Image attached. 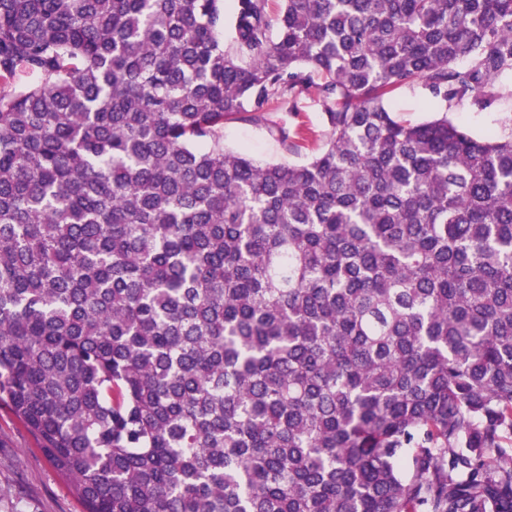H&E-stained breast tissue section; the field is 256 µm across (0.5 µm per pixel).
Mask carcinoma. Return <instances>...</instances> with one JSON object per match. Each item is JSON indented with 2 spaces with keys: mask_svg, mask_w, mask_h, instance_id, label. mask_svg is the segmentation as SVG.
I'll return each mask as SVG.
<instances>
[{
  "mask_svg": "<svg viewBox=\"0 0 512 512\" xmlns=\"http://www.w3.org/2000/svg\"><path fill=\"white\" fill-rule=\"evenodd\" d=\"M509 77L512 0H0V403L85 512H512V134L386 104ZM387 104L395 115L412 123L430 120L446 109V104L434 98L421 83L394 90ZM321 113V107L313 94L301 95L294 105L288 101H279L270 106L264 123L253 124L240 120L224 123V147L243 150L260 163L301 161L316 153L327 140L328 129ZM280 127L288 129V142H283L279 137ZM298 130H303L307 139L297 154L290 145L297 140L294 137Z\"/></svg>",
  "mask_w": 512,
  "mask_h": 512,
  "instance_id": "1",
  "label": "carcinoma"
}]
</instances>
